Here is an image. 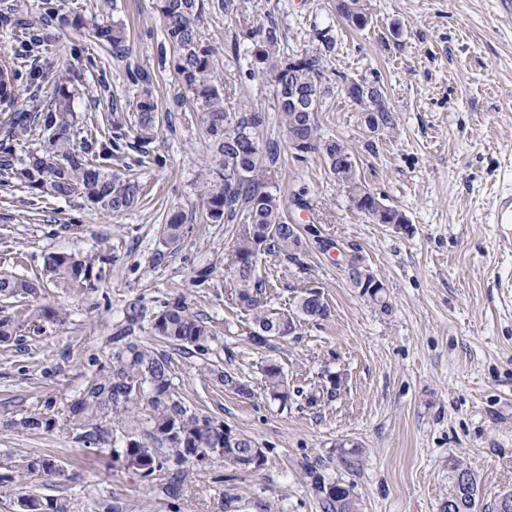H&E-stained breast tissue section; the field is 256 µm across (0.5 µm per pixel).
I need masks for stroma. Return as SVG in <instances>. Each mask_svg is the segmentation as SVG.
<instances>
[{
	"instance_id": "35a3bbf8",
	"label": "stroma",
	"mask_w": 512,
	"mask_h": 512,
	"mask_svg": "<svg viewBox=\"0 0 512 512\" xmlns=\"http://www.w3.org/2000/svg\"><path fill=\"white\" fill-rule=\"evenodd\" d=\"M230 14L208 12L207 41L219 51L218 71L233 99L267 113L265 137L282 138L277 100L267 80L240 75L252 44L245 33L273 15L291 52L328 33L335 48L326 68L335 85L315 114L320 134L342 139L358 173L384 204L405 215L402 224H377L357 210L323 159L296 161L282 151L274 183L286 213L306 235L304 269L270 257L262 268L272 303H293L305 285L321 287L327 320L305 321L280 343L276 357L297 397L270 400L260 373L264 352L248 342V318L231 303L224 254L232 224L203 221L198 196L219 162L187 112L174 111L175 77L160 62V22L152 0H0V50L34 72L40 110L51 104L57 75L70 71L76 139L103 137L113 116H130L139 90L124 64L67 18L95 11L122 21L134 61L151 73L161 133L153 145L162 165L138 173L144 194L133 208L106 214L81 200L41 199L0 175V273L47 280L48 252L103 253L96 292L68 295L55 288L41 302L64 309V325L42 337H22L0 348V453L56 459L58 474L35 486L45 496L69 498L78 512H221L223 497L237 512H322L303 465L325 460L331 477L352 485L362 512H440L457 461L475 473L485 503L512 490V223L493 221L497 194L512 186V25L497 0H363L371 17L362 31L336 14V0H235ZM32 19L45 37L26 50L15 30ZM238 56H231L230 47ZM378 79L387 89L394 124L369 133L359 106L340 89L343 79ZM307 187L306 207L293 193ZM185 216L179 245L166 244L169 210ZM358 257L385 287L388 310L363 297L349 276ZM211 268L208 281L199 269ZM178 297L215 331L212 360L250 385L245 400L224 390L201 360L155 340L148 323L128 325L130 304L145 312ZM155 345L171 360L174 384L193 411L243 431L266 450L260 468L221 460L187 465L175 496L159 495L162 474L141 476L110 449L85 448L69 407L93 377L110 372L112 338L121 329ZM336 374L335 397L308 405L323 373ZM50 404L56 423L41 431L18 421ZM362 450L359 468L345 467L339 444Z\"/></svg>"
}]
</instances>
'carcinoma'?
<instances>
[{
  "instance_id": "1",
  "label": "carcinoma",
  "mask_w": 512,
  "mask_h": 512,
  "mask_svg": "<svg viewBox=\"0 0 512 512\" xmlns=\"http://www.w3.org/2000/svg\"><path fill=\"white\" fill-rule=\"evenodd\" d=\"M153 9L162 24L163 39L159 51L162 61L169 63L179 87L172 98V106L194 114L197 126L220 156L219 168L204 183L201 196L205 207L206 223L235 224V241L224 256V274L234 284L231 300L246 312L251 320L248 334L256 350L269 353L261 367L264 389L269 396L288 404L291 394L288 378L279 361L270 353L277 351V342L296 332L303 320H326L330 307L300 291L293 308L278 309L270 305V281L259 272V263L266 255L275 256L304 269L301 255L305 244L301 227L289 226L281 196L270 187L271 167L278 162L281 148L288 149L298 161H306L318 154L334 177L348 185L357 184L356 167L348 146L340 139L318 134L314 121V106L308 112L297 106L314 94L325 98L331 92V77L324 65V57L333 49L332 39L319 37L320 45L292 56L294 69L288 70V60L280 57L281 36L278 23L272 15L258 27L247 32L253 40L248 75L262 76L274 86L278 105L279 124L284 143L264 138L268 118L258 108L232 107L229 92L217 73L216 48L202 35L201 21L205 14V0H153ZM338 14L356 30H363L371 18L363 12L361 0H344ZM75 26L87 28L101 42L112 48V55L121 61L128 59L130 45L124 25L109 23L98 16H78ZM21 34L30 45L38 47L44 42L42 30L33 22L21 24ZM128 80L141 88L134 106V129L129 131L118 117L112 119V136L93 144L78 143L71 130L76 123L72 110L68 84L70 72L64 71L52 92L51 110L30 111L18 108L21 95L30 92L21 87L20 69L0 59V106L11 110L5 134L0 140V171L41 197L69 201L73 197L98 211L119 213L134 206L142 194V184L136 173L112 171L108 160L121 148L125 138L137 141L140 166L154 161L151 144L157 136L156 112L158 104L151 90L153 79L149 72L127 66ZM365 122L372 130L381 125H393V113L382 110L365 114ZM234 127L237 136L228 134ZM37 136L38 147L27 158H14V144ZM355 208L362 213L378 211L369 196L356 200ZM380 212V211H378ZM402 213L392 207L380 212L379 224L400 223ZM166 243L176 244L184 235V215L179 211L167 214ZM103 256L51 252L43 257V266L52 277L55 287L64 293L85 294L100 288L103 280ZM41 288L37 281L25 275H0V300L21 303L39 298ZM67 313L61 309L43 306L31 310L28 321L39 332L41 325L34 320L63 324ZM21 325L12 316H0V343L9 345L17 340ZM151 333L173 343L187 353L206 356L214 341L212 327L187 303L177 298L163 302L150 319ZM203 370L213 376L224 389L241 398L252 397V389L237 373L213 367L206 361ZM339 382L336 375L326 374L322 391L308 397L315 404L325 394L335 396ZM150 408L149 431L139 434L135 420L138 402ZM110 413L125 422L123 463L144 477L165 474L161 492L170 496L185 480V463L199 464L202 457L217 456L235 463L249 460L248 467L259 468L266 456L251 457L257 447L255 439L243 432L192 411L175 391L171 374V361L139 341L127 339L112 350V372L92 380L72 405L70 414L79 424L77 440L86 448L101 449L112 442V430L99 421V416ZM52 417L39 408L19 420L27 430L50 427ZM304 475L318 496L323 512H361L353 487L326 473L324 465L306 463ZM55 473V462L49 458H0V491H17L27 512H75L70 500L22 491L33 477ZM450 493L458 494L456 512H477L479 486L474 473H469V484L464 490L456 487L454 474H449Z\"/></svg>"
}]
</instances>
